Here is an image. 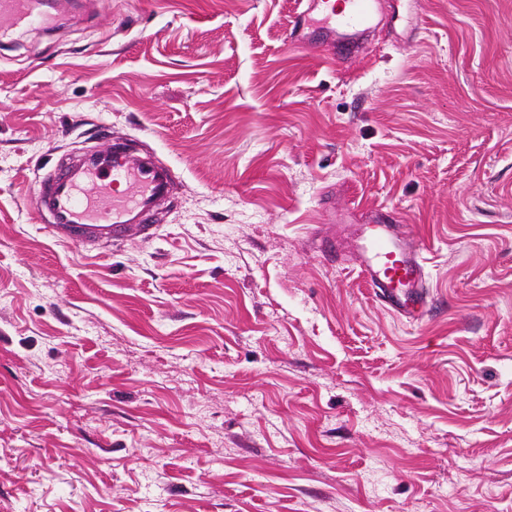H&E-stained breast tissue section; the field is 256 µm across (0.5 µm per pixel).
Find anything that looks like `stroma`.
<instances>
[{
	"mask_svg": "<svg viewBox=\"0 0 512 512\" xmlns=\"http://www.w3.org/2000/svg\"><path fill=\"white\" fill-rule=\"evenodd\" d=\"M106 9L0 44V512H512V0H384L355 65L296 0ZM99 123L178 182L105 257L30 203ZM388 211H372L361 224L352 262L366 288L408 323L422 317L427 298L424 246Z\"/></svg>",
	"mask_w": 512,
	"mask_h": 512,
	"instance_id": "obj_1",
	"label": "stroma"
}]
</instances>
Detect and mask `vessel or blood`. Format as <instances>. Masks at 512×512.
<instances>
[{"instance_id":"b4317fda","label":"vessel or blood","mask_w":512,"mask_h":512,"mask_svg":"<svg viewBox=\"0 0 512 512\" xmlns=\"http://www.w3.org/2000/svg\"><path fill=\"white\" fill-rule=\"evenodd\" d=\"M383 19L381 0H340L322 20L348 44L346 63L363 61L365 35ZM29 0H0V41L21 28L40 25ZM175 179L122 139L57 165L33 199L34 208L53 234L75 249L149 235L150 220L173 202ZM423 244L384 210L372 211L361 225L352 262L366 288L407 322L422 317L427 298Z\"/></svg>"}]
</instances>
